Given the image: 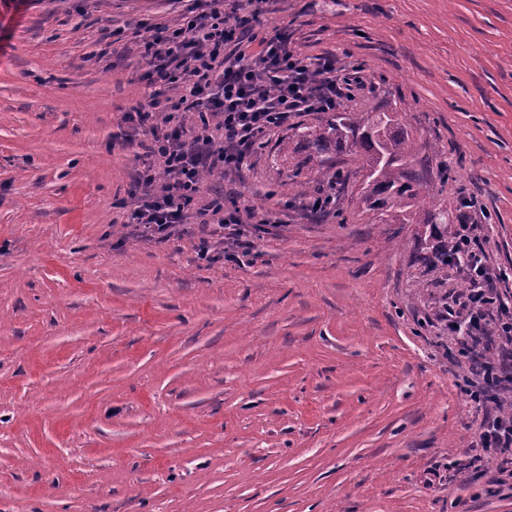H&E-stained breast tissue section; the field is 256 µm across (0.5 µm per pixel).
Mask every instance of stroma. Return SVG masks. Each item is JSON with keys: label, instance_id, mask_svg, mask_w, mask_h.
<instances>
[{"label": "stroma", "instance_id": "1", "mask_svg": "<svg viewBox=\"0 0 512 512\" xmlns=\"http://www.w3.org/2000/svg\"><path fill=\"white\" fill-rule=\"evenodd\" d=\"M186 7L0 0V512H512L495 461L470 465L467 363L435 320L465 281L433 258L476 196L512 301V0H266L258 34L362 66L345 110L409 113L448 222L381 223L348 150L311 219L280 191L322 183L275 160L285 127L202 183L273 211L240 262L122 222L144 27Z\"/></svg>", "mask_w": 512, "mask_h": 512}]
</instances>
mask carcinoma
<instances>
[{"mask_svg":"<svg viewBox=\"0 0 512 512\" xmlns=\"http://www.w3.org/2000/svg\"><path fill=\"white\" fill-rule=\"evenodd\" d=\"M405 116L404 112H331L318 128H293L281 140L277 157L288 158L295 143L322 168L330 149L351 148L367 175L360 203L379 213L382 221L404 217L416 203L431 197V186L410 169L417 147Z\"/></svg>","mask_w":512,"mask_h":512,"instance_id":"obj_1","label":"carcinoma"}]
</instances>
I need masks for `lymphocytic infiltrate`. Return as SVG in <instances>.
Returning <instances> with one entry per match:
<instances>
[{
    "label": "lymphocytic infiltrate",
    "instance_id": "lymphocytic-infiltrate-1",
    "mask_svg": "<svg viewBox=\"0 0 512 512\" xmlns=\"http://www.w3.org/2000/svg\"><path fill=\"white\" fill-rule=\"evenodd\" d=\"M245 20L216 11H187L177 26L155 28L139 51L152 69L149 85L174 92L161 107L149 99L127 120L147 141L137 185L140 196L127 216L157 242L169 241L183 224L211 225L202 238L224 237L228 260L249 249L238 211L220 197L202 195L204 172H240L264 139L301 112H333L351 99L350 65L332 54L315 58L291 47L281 34L245 33ZM483 208L462 198L458 226L448 242L449 258L463 264L468 288L459 307H446L458 356L468 361L463 390L484 414L475 450L494 455L498 473L512 479V305L502 297L498 276L487 264Z\"/></svg>",
    "mask_w": 512,
    "mask_h": 512
}]
</instances>
